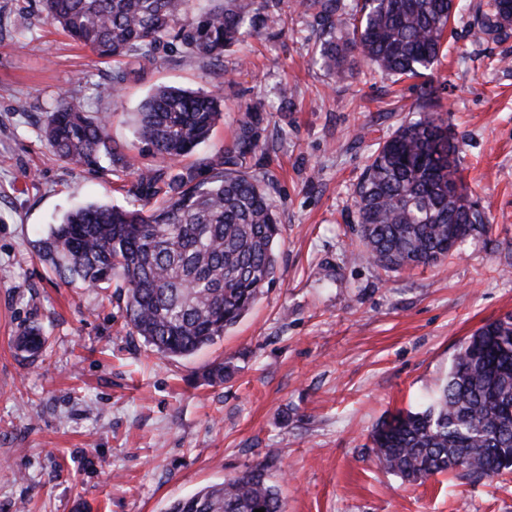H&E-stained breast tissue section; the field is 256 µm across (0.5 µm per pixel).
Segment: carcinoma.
<instances>
[{"mask_svg": "<svg viewBox=\"0 0 512 512\" xmlns=\"http://www.w3.org/2000/svg\"><path fill=\"white\" fill-rule=\"evenodd\" d=\"M45 19L76 44L115 62L112 89L177 59L215 68L224 52L288 18L316 25L312 62L344 79L362 63L395 82L425 75L438 61L454 0H41ZM512 26V0H493L479 31ZM219 86L201 92L157 86L137 112L138 165L112 141L108 116L80 110L64 94L47 113L43 136L63 160L128 177L127 208L89 204L50 225L39 258L66 284H121L127 325L168 358L189 357L224 336L275 279L280 217L272 176L250 171L260 142L259 101L246 105L219 153L174 168L222 116ZM371 154L353 191L365 252L385 270L444 261L481 213L459 175L458 149L430 101ZM460 191L448 194V184ZM43 341L32 327L18 339L31 354ZM229 361L207 371L232 374ZM372 453L405 482L446 471L483 479L512 473V327L490 321L460 344L446 379L414 410L400 411L371 435ZM285 512L279 488L257 465L177 499L167 512Z\"/></svg>", "mask_w": 512, "mask_h": 512, "instance_id": "cac0c4a2", "label": "carcinoma"}]
</instances>
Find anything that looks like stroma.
<instances>
[{
	"mask_svg": "<svg viewBox=\"0 0 512 512\" xmlns=\"http://www.w3.org/2000/svg\"><path fill=\"white\" fill-rule=\"evenodd\" d=\"M490 0H460L425 79L313 66L308 20L224 55L222 71L164 64L109 87L112 64L46 22L39 0H0V512H166L176 499L277 457L268 474L287 512H512V474L407 483L371 451L372 431L416 408L461 342L512 313V29L475 38ZM31 30L18 34V8ZM224 89L223 116L194 157L232 136L240 105L264 104L258 166L272 173L282 236L275 282L224 337L162 357L132 333L123 291L65 285L33 243L68 210L128 206L121 182L54 155L40 137L60 94L112 115L137 154L135 114L151 88ZM431 85L484 217L437 264L384 271L364 252L354 187L372 146ZM292 94L282 99L280 90ZM364 138H357V131ZM28 327L41 356L17 352ZM231 379L208 383L218 360Z\"/></svg>",
	"mask_w": 512,
	"mask_h": 512,
	"instance_id": "1",
	"label": "stroma"
}]
</instances>
